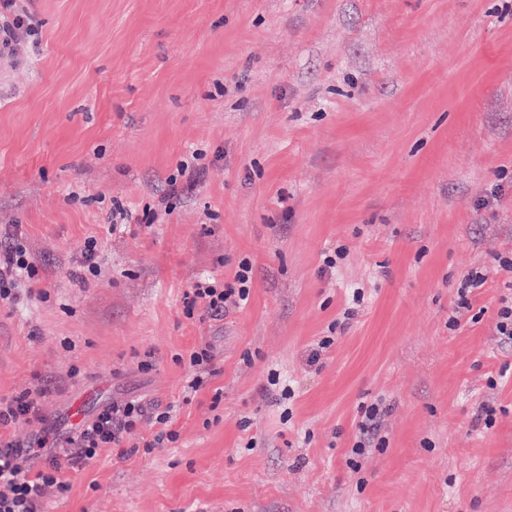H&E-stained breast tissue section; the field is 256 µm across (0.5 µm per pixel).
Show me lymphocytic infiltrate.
<instances>
[{"label": "lymphocytic infiltrate", "instance_id": "lymphocytic-infiltrate-1", "mask_svg": "<svg viewBox=\"0 0 512 512\" xmlns=\"http://www.w3.org/2000/svg\"><path fill=\"white\" fill-rule=\"evenodd\" d=\"M38 31L34 15L18 8L15 0H0V50L15 51L17 45ZM36 265L20 242L8 243L0 249V300L14 302L19 298L17 282L34 278ZM252 268L241 263L231 285L216 280L198 282L184 298L187 317L205 313L212 318L240 307L250 293ZM171 412L147 408L142 401L128 399L107 404L89 422L72 433L57 436L40 434L26 442L0 438V512H43L47 494L65 495L70 485L61 477L67 466H77L94 459L100 449L122 447L142 423L161 425L154 439L145 442V452H152L164 442L176 441L177 434L168 430Z\"/></svg>", "mask_w": 512, "mask_h": 512}]
</instances>
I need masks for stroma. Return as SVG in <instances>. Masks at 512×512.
Returning <instances> with one entry per match:
<instances>
[{"label":"stroma","mask_w":512,"mask_h":512,"mask_svg":"<svg viewBox=\"0 0 512 512\" xmlns=\"http://www.w3.org/2000/svg\"><path fill=\"white\" fill-rule=\"evenodd\" d=\"M18 5L40 25L0 53V241L20 234L38 291L0 302V397L40 393L19 438L127 398L172 407L178 434L64 469L46 512H512V345L495 332L512 0ZM184 163L207 175L169 195ZM244 261V308L185 317L188 288ZM472 270L487 280L462 309ZM203 343L215 373L189 398L182 359ZM272 370L289 406L262 392ZM378 397L384 442L352 457Z\"/></svg>","instance_id":"1"}]
</instances>
